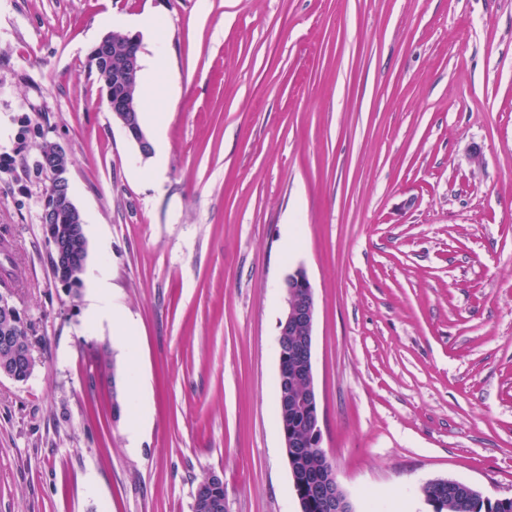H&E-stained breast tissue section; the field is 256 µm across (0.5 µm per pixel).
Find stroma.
Listing matches in <instances>:
<instances>
[{
    "label": "stroma",
    "instance_id": "35a3bbf8",
    "mask_svg": "<svg viewBox=\"0 0 512 512\" xmlns=\"http://www.w3.org/2000/svg\"><path fill=\"white\" fill-rule=\"evenodd\" d=\"M122 32L167 51L137 87L159 178L89 67ZM47 143L88 239L74 297L41 223ZM1 153L0 294L41 342L28 381L0 377V512H192L212 474L224 512H300L277 412L299 268L355 512H433L437 478L512 497V0H0ZM104 256L128 321L91 327Z\"/></svg>",
    "mask_w": 512,
    "mask_h": 512
}]
</instances>
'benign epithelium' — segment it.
Segmentation results:
<instances>
[{
    "label": "benign epithelium",
    "instance_id": "1",
    "mask_svg": "<svg viewBox=\"0 0 512 512\" xmlns=\"http://www.w3.org/2000/svg\"><path fill=\"white\" fill-rule=\"evenodd\" d=\"M123 43V50L112 53L115 39ZM141 39L138 34H122L118 37H103L89 54V65L99 74L106 89V98L110 111L120 123L127 135L136 143L144 156L152 152V146L140 128L137 112L135 89L141 70ZM47 171L50 173V190L45 198L42 212V224L54 265L59 269L56 280L70 293H77L82 279L70 274L63 258L68 242L56 234V220L61 208L60 201H66L73 217V223H82L80 211L69 193L68 159L64 150L55 145L49 154ZM288 291V302L283 318L279 321V350L281 358L299 359L303 362V375L307 377L308 388L304 396V406L310 414L319 417V395L313 379L312 339L316 318V302L313 286L301 268L288 274L283 280ZM28 326L23 313L7 297L0 295V318ZM302 332L304 339L300 346H288V337ZM311 490L322 502L326 512H354L351 501L335 481H317Z\"/></svg>",
    "mask_w": 512,
    "mask_h": 512
}]
</instances>
